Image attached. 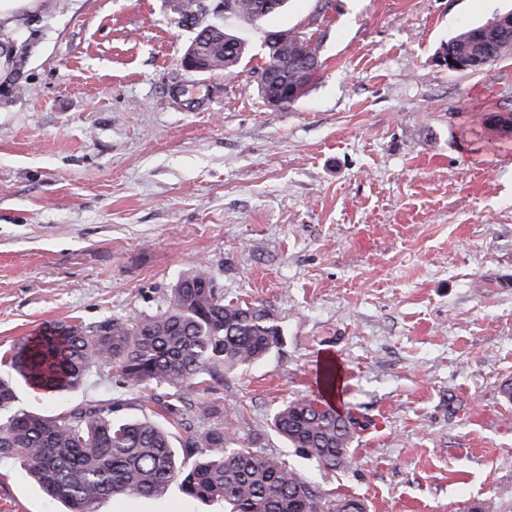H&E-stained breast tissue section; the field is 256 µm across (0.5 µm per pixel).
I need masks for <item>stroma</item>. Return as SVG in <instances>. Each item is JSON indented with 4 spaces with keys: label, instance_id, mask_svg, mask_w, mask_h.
I'll list each match as a JSON object with an SVG mask.
<instances>
[{
    "label": "stroma",
    "instance_id": "stroma-1",
    "mask_svg": "<svg viewBox=\"0 0 512 512\" xmlns=\"http://www.w3.org/2000/svg\"><path fill=\"white\" fill-rule=\"evenodd\" d=\"M179 0H39L0 21V352L42 326L159 308L197 266L228 299L271 307L284 335L212 396L235 435L329 499L365 512H512V137L474 112H512V54L439 67L463 27L512 0H288L225 28L261 64L268 30L313 34L323 67L271 111L249 68L194 73ZM360 427L347 470H316L272 430L317 390ZM12 380L45 415L145 389L94 372L57 397ZM0 459V512H62ZM95 512H224L171 486Z\"/></svg>",
    "mask_w": 512,
    "mask_h": 512
}]
</instances>
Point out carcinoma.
<instances>
[{"label":"carcinoma","mask_w":512,"mask_h":512,"mask_svg":"<svg viewBox=\"0 0 512 512\" xmlns=\"http://www.w3.org/2000/svg\"><path fill=\"white\" fill-rule=\"evenodd\" d=\"M263 2L232 0L239 19L258 26L269 16ZM207 6L208 0H183L180 16L194 20L206 14ZM488 26L487 19L462 29L443 50L463 43L471 56L469 71L484 68L490 64L483 44ZM194 40L195 51L213 72H235L247 51L222 25L203 26ZM301 48L322 65L312 36L277 31V42L265 47L264 62L255 67L261 99L267 97V74L281 93L298 92L284 105L307 94L311 84L299 81L294 63ZM482 119L501 134H512L511 112ZM213 282L211 271L200 266L168 289L154 314L112 318L93 327L50 325L18 343L0 363L23 373L32 385L61 394L80 387L92 372L112 368L124 385L153 390L150 400L160 421L118 420L112 405L74 406L57 415L26 411L16 407L12 384L0 379V458L18 460L67 512H95L106 497H157L176 482L190 498L224 503V512H364L353 500L318 495L295 470L230 436L223 404L189 398L283 343L281 326L266 305L226 300ZM272 425L296 453L320 469L353 465L349 449L359 422L330 404L315 407L311 397L298 396L275 411ZM175 431L187 446L198 449V460L189 467L177 458Z\"/></svg>","instance_id":"obj_1"}]
</instances>
